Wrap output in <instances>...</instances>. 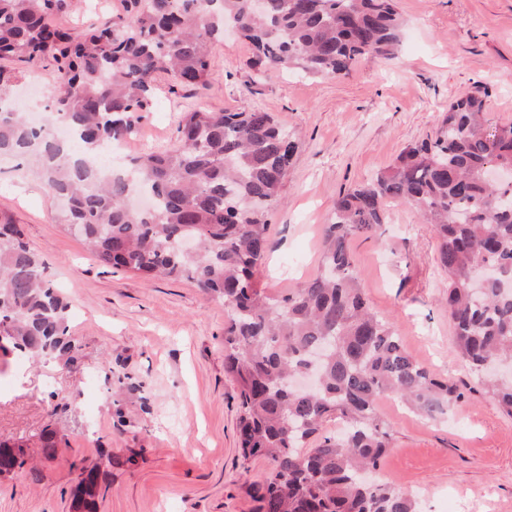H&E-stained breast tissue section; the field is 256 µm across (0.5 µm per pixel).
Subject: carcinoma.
Returning a JSON list of instances; mask_svg holds the SVG:
<instances>
[{"instance_id":"obj_1","label":"carcinoma","mask_w":512,"mask_h":512,"mask_svg":"<svg viewBox=\"0 0 512 512\" xmlns=\"http://www.w3.org/2000/svg\"><path fill=\"white\" fill-rule=\"evenodd\" d=\"M102 26L71 33L48 23L74 0H0V59L49 62L55 75L40 127L10 107L0 70V156L25 160L67 202L62 225L98 261L144 279L185 278L224 300V368L238 387L243 459L264 458L259 512H418L414 497L359 471L379 469L393 434L377 403L388 396L428 421L463 398L457 384L411 356L391 318L373 310L351 242L379 239L386 204L415 209L437 239L448 277V317L470 370L512 362V183L484 169L512 166V124L492 125L475 95L448 106L432 143L407 147L387 171L336 200L320 237L315 275L271 297L255 274L269 246L270 216L284 199L285 156L297 149L268 112L194 111L176 142L129 158L135 174L107 175L90 162L123 142L151 110L156 79L183 88L209 82V57L234 27L270 70L341 78L370 57L391 58L400 41L396 0H122ZM494 278L472 287L481 268ZM46 262L0 212V352L72 358L67 305ZM512 419V380L489 381ZM334 419L346 429L323 434ZM0 442V468L24 470ZM75 498L92 512L99 469L74 460Z\"/></svg>"}]
</instances>
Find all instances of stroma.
<instances>
[{
  "instance_id": "35a3bbf8",
  "label": "stroma",
  "mask_w": 512,
  "mask_h": 512,
  "mask_svg": "<svg viewBox=\"0 0 512 512\" xmlns=\"http://www.w3.org/2000/svg\"><path fill=\"white\" fill-rule=\"evenodd\" d=\"M404 27L395 58L370 59L339 79L258 65L252 44L229 33L210 54L208 89L158 77L137 125L163 148L185 113H272L297 134L284 201L273 214L257 281L277 297L313 276L320 229L341 191L393 166L412 144L434 140L451 102L474 94L493 124L512 122V0H397ZM64 203L0 158V211L14 215L48 279L68 302L73 362L15 369L0 354V440L22 442L39 479L0 474V512H76L73 460L100 463L98 512H256L265 459L243 460L237 389L224 372V302L185 279H140L100 265L61 225ZM380 240L352 250L372 307L392 318L408 352L437 376L469 388L446 422L381 400L394 448L381 473L413 492L419 512H512V419L459 357L441 296L448 286L437 241L415 210L388 204ZM52 434L53 458L39 441ZM112 457L100 462L101 454Z\"/></svg>"
}]
</instances>
